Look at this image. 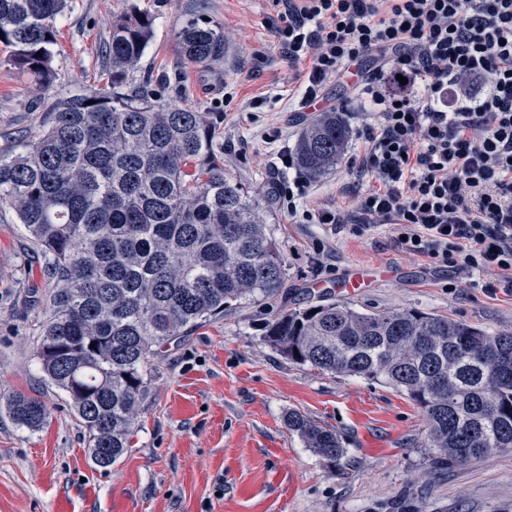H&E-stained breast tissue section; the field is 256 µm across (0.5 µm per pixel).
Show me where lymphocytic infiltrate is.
<instances>
[{"label": "lymphocytic infiltrate", "mask_w": 512, "mask_h": 512, "mask_svg": "<svg viewBox=\"0 0 512 512\" xmlns=\"http://www.w3.org/2000/svg\"><path fill=\"white\" fill-rule=\"evenodd\" d=\"M274 47L316 108L353 79L375 176L349 231L396 227L402 250L505 271L512 293V0H271Z\"/></svg>", "instance_id": "lymphocytic-infiltrate-1"}]
</instances>
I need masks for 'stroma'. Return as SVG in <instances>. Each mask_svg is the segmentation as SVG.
Returning a JSON list of instances; mask_svg holds the SVG:
<instances>
[{
	"label": "stroma",
	"instance_id": "stroma-1",
	"mask_svg": "<svg viewBox=\"0 0 512 512\" xmlns=\"http://www.w3.org/2000/svg\"><path fill=\"white\" fill-rule=\"evenodd\" d=\"M133 11L154 20L134 79L149 78V90L168 104L209 114L222 134L225 175L265 200L285 280L275 301L227 310L151 358L130 447L102 469L65 394L45 383L32 358L53 284L14 208L0 205V396L37 397L50 411L44 428L29 432L0 404V512H512V450L434 467L421 445L423 413L405 393L290 362L263 338L273 314L330 302L512 330L501 271L439 266L397 248L393 225L356 237L336 224L299 223L275 203L271 181L297 174L278 167V156L293 152L314 113L295 110L298 86L278 54L252 68L254 50L273 40L270 0H68L56 21L58 76L48 92H37L0 46V152H20L37 137L57 98L105 86L112 24ZM203 19L227 40L223 63L208 68L184 60L176 42L183 25ZM257 97L264 105L250 108ZM362 151L350 139L336 169L311 183L308 207L353 210L372 182L353 164ZM321 244L330 259H320ZM358 266L387 278L348 293L337 280ZM291 411L340 435L346 455L337 470L288 430Z\"/></svg>",
	"mask_w": 512,
	"mask_h": 512
}]
</instances>
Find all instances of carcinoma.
Returning <instances> with one entry per match:
<instances>
[{"label":"carcinoma","mask_w":512,"mask_h":512,"mask_svg":"<svg viewBox=\"0 0 512 512\" xmlns=\"http://www.w3.org/2000/svg\"><path fill=\"white\" fill-rule=\"evenodd\" d=\"M66 7L67 0H0V43L41 89L57 77L56 20ZM151 35L147 15L113 24L108 91L57 99L38 138L0 154V203L15 208L54 282L34 357L65 393L101 468L130 447L156 350L233 305L275 297L285 276L262 198L224 177V144L208 113L128 88ZM177 41L195 66L224 61L216 26L189 22ZM349 137L336 113H321L299 135L296 167L321 179ZM315 309L275 315L271 345L292 362L403 391L425 416L422 447L433 464L512 450V331L413 310L364 313L336 302ZM4 403L29 431L49 417L37 398L16 394ZM286 425L329 467L340 466L345 448L335 430L294 411Z\"/></svg>","instance_id":"obj_1"}]
</instances>
